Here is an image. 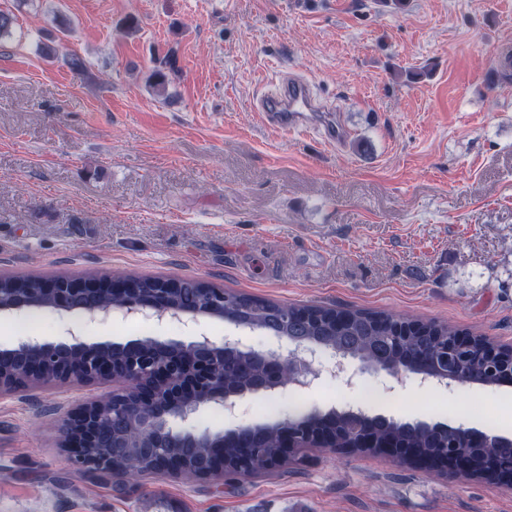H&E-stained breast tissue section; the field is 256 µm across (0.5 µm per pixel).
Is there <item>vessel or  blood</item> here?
I'll return each mask as SVG.
<instances>
[{
  "mask_svg": "<svg viewBox=\"0 0 512 512\" xmlns=\"http://www.w3.org/2000/svg\"><path fill=\"white\" fill-rule=\"evenodd\" d=\"M259 118L264 126L292 135L315 131L329 142H344L348 129L334 114H322L319 99L304 79L285 78L274 92L259 100Z\"/></svg>",
  "mask_w": 512,
  "mask_h": 512,
  "instance_id": "1",
  "label": "vessel or blood"
}]
</instances>
